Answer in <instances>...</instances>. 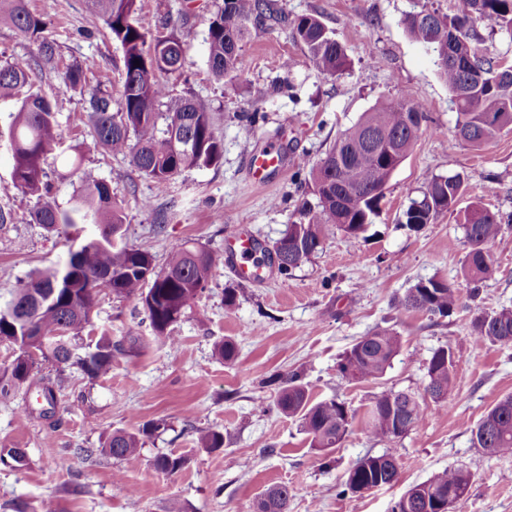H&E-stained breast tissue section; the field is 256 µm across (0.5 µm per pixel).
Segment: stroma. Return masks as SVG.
Returning a JSON list of instances; mask_svg holds the SVG:
<instances>
[{
  "mask_svg": "<svg viewBox=\"0 0 512 512\" xmlns=\"http://www.w3.org/2000/svg\"><path fill=\"white\" fill-rule=\"evenodd\" d=\"M455 0H269L273 21L251 27L229 77L213 76L207 62L210 17L224 0H140L142 14L160 31L179 38L185 64L165 75L171 96L204 100L224 144L219 164L194 168L167 186L141 176L127 156L94 147L86 104L70 93L57 114L62 143L44 168L60 207L80 187L69 158L107 180L125 212L128 244L165 261L176 245L196 242L224 250L232 229L247 225L254 242L271 246L298 205L311 170L336 137L364 112L388 99L425 106L429 126L394 172L379 214L358 237L330 229L322 251L281 276L269 266L253 283L241 281L231 263L214 273L206 291L179 323L178 341L159 342L141 305L101 297L84 332L91 340L137 337L134 350L115 356L106 375L72 372L44 416L38 373L10 395L0 396V449L20 448L24 464L0 465V512H256L266 489L287 486L289 512H390L412 485L445 469L473 476L455 512H512V455L492 457L472 442L483 415L512 394V347L475 345L472 321L479 314L512 308V224L504 225L489 251L495 273L471 294L462 275L468 245L461 226L471 204L512 213V128L489 144H449L456 107L438 74L432 49L415 42L404 20L422 10L452 13ZM32 13L51 19L48 37L58 46L55 68L37 66L38 44L0 20V65L31 61L33 90L51 97L67 69L80 65L85 85L119 96L123 52L105 28L88 22L87 0H27ZM317 17L342 45L349 64L329 76L316 70L292 34L293 21ZM16 100L0 99V207L14 220L0 230V301L30 274L64 263L69 243L31 223L34 198L12 181L13 160L5 136ZM282 148L284 169L256 182L251 155ZM461 174L463 192L454 210L420 230L404 227V212L435 175ZM163 232H156V225ZM440 277L458 289L463 304L450 316L431 318L404 309L401 300L420 280ZM234 288V306L224 304ZM388 328L402 347L386 374L359 383L338 372L341 355L361 336ZM233 341L237 357L227 363L215 346ZM447 346L456 356L455 387L447 406L432 409L419 428L378 442L364 414L385 391L423 394L425 361ZM299 373L312 401L346 402L355 418L330 454L311 448L301 422L272 411L274 374ZM159 430L143 439L136 466L108 456L86 458L118 430L148 422ZM224 434L209 451L194 442V428ZM389 453L401 464L399 481L364 493L344 491L347 471L367 454ZM184 456L185 467L158 470L160 454Z\"/></svg>",
  "mask_w": 512,
  "mask_h": 512,
  "instance_id": "35a3bbf8",
  "label": "stroma"
}]
</instances>
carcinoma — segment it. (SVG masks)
I'll return each mask as SVG.
<instances>
[{"instance_id":"carcinoma-1","label":"carcinoma","mask_w":512,"mask_h":512,"mask_svg":"<svg viewBox=\"0 0 512 512\" xmlns=\"http://www.w3.org/2000/svg\"><path fill=\"white\" fill-rule=\"evenodd\" d=\"M89 23L103 22L112 39L123 50L122 85L114 100L98 91L89 92V123L93 144L130 159L142 176L160 186L181 172L218 164L224 155L216 135L211 112L193 97L172 98L161 82L163 73L184 65L182 42L173 36L152 33V25L140 13L138 0H88ZM5 16L25 36L39 42V62L55 63L56 43L44 35L46 23L34 16L26 0H0ZM274 19L267 0H224L209 19L208 64L222 78L236 69L237 51L249 25ZM412 39L437 54L441 78L453 93L457 109L454 141L480 147L492 141L503 127L495 124L499 114L512 110V65L502 66L483 59L471 48L474 27L482 25L512 31V0H456L453 15L420 11L405 19ZM296 38L308 51L314 65L334 75L347 65L343 47L313 16H301L293 23ZM31 63L15 60L0 66V98L17 99L10 114L8 147L13 158L12 180L24 195L36 198L32 221L50 233L69 234L71 229L97 228V234L82 240L61 266L46 269L21 281L12 290L0 313V343L34 347L40 357L33 359L19 350L10 367L0 374V393L26 382L40 365L56 366L57 382L42 388L49 405L62 389L61 376L70 368L90 378L108 373L112 359L124 351V344L101 336L94 344L82 343V331L99 297L133 298L143 307L158 338L175 344L173 335L185 310L208 286L224 255L203 245L185 242L176 246L165 265L124 239L125 213L112 196L110 184L74 161L81 190L69 208H60L45 181L44 157L59 143L61 133L56 111L42 94L26 89ZM82 82V70L70 67L59 87L68 94ZM165 105L166 111H156ZM164 127H158V121ZM428 115L422 106L400 99L379 104L341 133L318 160L311 173L313 200L299 206L301 220L289 224L272 245L284 255L290 271L317 255L326 231L335 227L349 236L366 230L378 214L385 189L393 173L409 155ZM463 186L457 175H434L423 196L411 201L404 213L405 225L413 230L430 224L436 216L455 208ZM502 218L473 205L463 217L469 250L464 276L477 291L479 283L494 274L485 245L496 239ZM402 304L430 317H446L460 304L457 289L442 278L416 282L407 290ZM473 340L512 346V309L503 308L473 321ZM401 349L400 335L389 329L375 330L356 341L338 365L342 378L360 382L382 377ZM454 352L449 347L433 350L426 362L425 393L437 406L448 405L453 389ZM270 382L279 385L277 409L302 421L310 447L325 452L337 447L347 435L354 413L343 401L311 402L307 387L295 373L275 374ZM428 405L409 392H383L365 413L366 425L377 441L402 437L426 420ZM152 422L141 429L112 433L100 454L132 466L139 461L141 437L160 429ZM197 443L208 450L224 445L217 430L198 428ZM473 444L490 455L512 454V395L489 409L474 431ZM389 454L366 455L347 472L343 486L354 493L391 486L399 480L398 461ZM186 464L183 456L162 454L155 458L157 469L176 474ZM469 472L445 469L409 489L391 512H439L438 500L452 490L464 497L470 490ZM290 492L285 485L270 487L258 503V512H288Z\"/></svg>"}]
</instances>
